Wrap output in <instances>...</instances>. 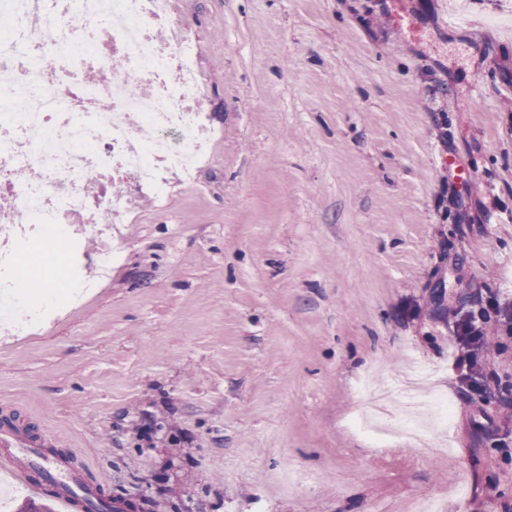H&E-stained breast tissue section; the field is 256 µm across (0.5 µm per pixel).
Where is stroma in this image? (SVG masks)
Segmentation results:
<instances>
[{
	"label": "stroma",
	"instance_id": "obj_1",
	"mask_svg": "<svg viewBox=\"0 0 512 512\" xmlns=\"http://www.w3.org/2000/svg\"><path fill=\"white\" fill-rule=\"evenodd\" d=\"M209 152L129 203L79 304L0 335V414L149 512H504L512 333L448 385V312L512 301V0H171ZM65 276L96 275L95 236ZM97 276V275H96ZM449 424L365 436L407 365Z\"/></svg>",
	"mask_w": 512,
	"mask_h": 512
}]
</instances>
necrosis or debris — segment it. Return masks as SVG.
<instances>
[{"label":"necrosis or debris","mask_w":512,"mask_h":512,"mask_svg":"<svg viewBox=\"0 0 512 512\" xmlns=\"http://www.w3.org/2000/svg\"><path fill=\"white\" fill-rule=\"evenodd\" d=\"M0 14L13 19L0 31L4 270L32 233L64 217L110 235L127 212L106 191L114 171L139 172L157 188L171 175L191 177L207 149L197 137L207 107L169 0H0Z\"/></svg>","instance_id":"4bbe7bcc"}]
</instances>
